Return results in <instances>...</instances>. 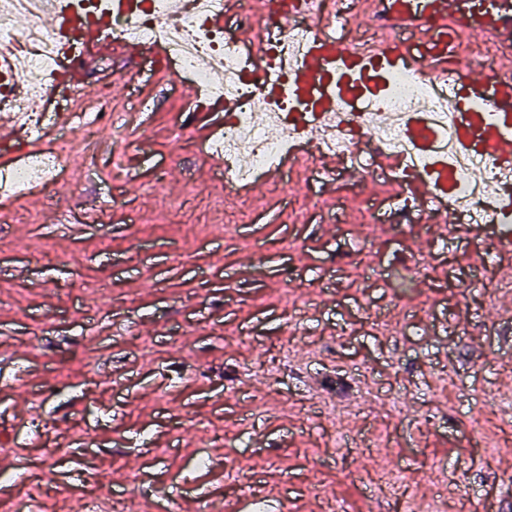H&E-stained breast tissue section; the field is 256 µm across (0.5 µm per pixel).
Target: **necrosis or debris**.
Wrapping results in <instances>:
<instances>
[{"instance_id":"4bbe7bcc","label":"necrosis or debris","mask_w":512,"mask_h":512,"mask_svg":"<svg viewBox=\"0 0 512 512\" xmlns=\"http://www.w3.org/2000/svg\"><path fill=\"white\" fill-rule=\"evenodd\" d=\"M238 22L217 26L224 0H0V109L27 115L35 131L48 126V112L39 101L53 98L71 106L70 123L81 128L84 147L96 146L103 128L116 124L108 93L93 109L81 106L83 92L52 86L53 75L77 65L73 52L78 33L65 20L93 16L105 20L103 34L111 45L139 44L149 50L175 78L193 85L201 101L227 104L220 136L205 150L218 160L216 176L231 194L243 190L268 169L280 168V188H287L284 161H315L324 155L340 158L347 169L392 183L405 178L424 182L450 167L455 180L434 195L427 214H420L416 196L402 197L397 210L401 224H424L442 213L455 214L457 227L491 224L512 208V167L488 160L477 143L463 144L455 131L457 76L467 63L498 73L512 51V28L493 14V36L454 40L447 49L427 51L421 31L376 20L362 30L351 28L358 0H310L295 7L287 24L259 21L254 0H236ZM61 15L56 26L39 23L45 13ZM335 42L337 55L328 69L340 76L359 51L383 45L396 48V58L380 66L374 86L339 94L336 109L317 112L292 80V66L318 40ZM70 44L64 53L62 44ZM24 94H16L15 84ZM389 116L374 127L375 114ZM323 127L321 137L307 133L308 120ZM429 137L415 139L413 128ZM69 149L67 141L40 152H27L21 164L0 171V188L43 185L59 172Z\"/></svg>"}]
</instances>
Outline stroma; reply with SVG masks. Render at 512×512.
Instances as JSON below:
<instances>
[{
    "instance_id": "stroma-1",
    "label": "stroma",
    "mask_w": 512,
    "mask_h": 512,
    "mask_svg": "<svg viewBox=\"0 0 512 512\" xmlns=\"http://www.w3.org/2000/svg\"><path fill=\"white\" fill-rule=\"evenodd\" d=\"M103 85L124 155L103 139L0 205V512H109L111 491L148 512L176 484L178 512H199V487L224 512H429L448 472V512H512V416L474 419L468 398H512V272L487 262L489 228L367 223L405 187L303 165L291 194L325 212L289 210L264 178L241 207L201 149L223 113L123 56L84 107ZM39 418L67 449L43 472ZM393 461L401 484L373 485Z\"/></svg>"
}]
</instances>
